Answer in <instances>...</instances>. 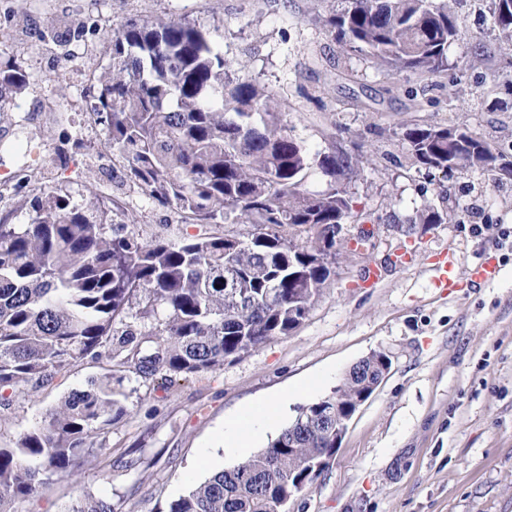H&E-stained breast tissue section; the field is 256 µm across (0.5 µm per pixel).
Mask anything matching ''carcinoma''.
<instances>
[{
	"mask_svg": "<svg viewBox=\"0 0 512 512\" xmlns=\"http://www.w3.org/2000/svg\"><path fill=\"white\" fill-rule=\"evenodd\" d=\"M326 24L350 51L432 77L448 70L462 28L447 0H344ZM495 39L512 52V0H489ZM29 81L0 69V97ZM106 141L150 199L194 224H249L240 239L189 235L145 241L109 207L83 209L47 191L27 224L0 222V390L43 386L107 351L110 373L72 393L40 428L0 448V512L34 495L43 475L70 476L103 450L101 431L125 414V373L192 376L286 336L306 318L331 275L321 241L286 228L356 221L349 156L311 153L271 89L232 68L190 23L158 18L113 33L112 67L99 77ZM414 162L443 174L507 170L512 159L464 127L412 124ZM314 170L327 188L310 191ZM312 284L299 296L291 275ZM336 413L319 403L268 445L197 484L169 512H286L303 489L288 477L336 449Z\"/></svg>",
	"mask_w": 512,
	"mask_h": 512,
	"instance_id": "obj_1",
	"label": "carcinoma"
}]
</instances>
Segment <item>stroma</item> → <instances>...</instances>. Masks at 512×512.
<instances>
[{
    "instance_id": "stroma-1",
    "label": "stroma",
    "mask_w": 512,
    "mask_h": 512,
    "mask_svg": "<svg viewBox=\"0 0 512 512\" xmlns=\"http://www.w3.org/2000/svg\"><path fill=\"white\" fill-rule=\"evenodd\" d=\"M342 0H0V65L29 76L0 97V219L30 220L46 191L87 208L109 202L111 225L147 241L203 232L243 238L246 224L203 227L149 199L105 146L98 77L112 64V29L166 17L199 24L277 92L311 152L370 160L350 185L358 222L344 225L333 273L288 335L196 377L127 374L125 416L106 426L104 449L75 476L50 478L16 512H71L104 499L116 512H168L171 503L244 451L223 449L224 425L246 405L283 404L265 447L301 410L332 395L373 353L391 366L355 413L327 468L289 512H512V179L451 175L412 164L413 123L460 126L512 154V56L490 30L486 0H454L464 31L447 71H390L345 49L324 21ZM500 81H493V74ZM448 216L424 223L426 209ZM482 232H475V225ZM405 251L409 263L392 267ZM500 273L474 288H435L434 264L452 255L458 276L486 254ZM382 269L363 287L364 272ZM86 359L0 408V446L43 425L68 394L110 372Z\"/></svg>"
}]
</instances>
